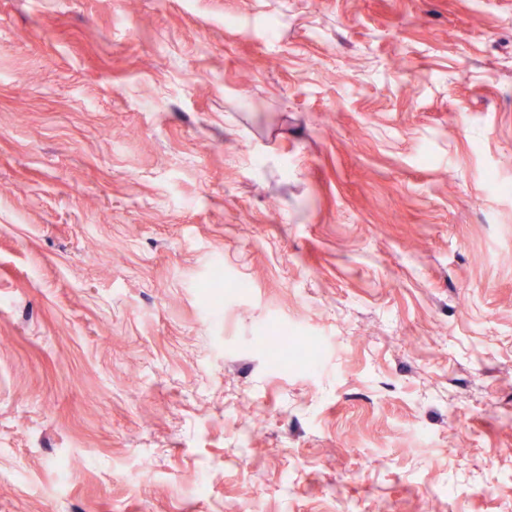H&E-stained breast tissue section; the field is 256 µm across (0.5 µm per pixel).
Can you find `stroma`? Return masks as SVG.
Returning <instances> with one entry per match:
<instances>
[{
    "mask_svg": "<svg viewBox=\"0 0 512 512\" xmlns=\"http://www.w3.org/2000/svg\"><path fill=\"white\" fill-rule=\"evenodd\" d=\"M507 186L512 0H0V512H512Z\"/></svg>",
    "mask_w": 512,
    "mask_h": 512,
    "instance_id": "1",
    "label": "stroma"
}]
</instances>
